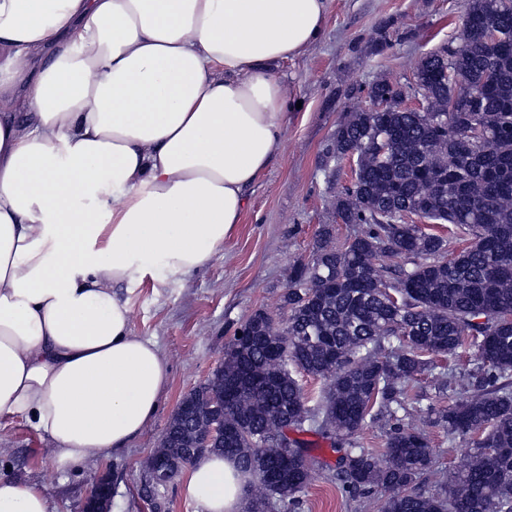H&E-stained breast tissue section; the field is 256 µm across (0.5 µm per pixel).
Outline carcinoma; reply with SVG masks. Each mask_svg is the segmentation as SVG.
<instances>
[{
	"mask_svg": "<svg viewBox=\"0 0 512 512\" xmlns=\"http://www.w3.org/2000/svg\"><path fill=\"white\" fill-rule=\"evenodd\" d=\"M491 28L499 38L488 39ZM418 75L426 111H356L326 148L336 160L356 155L358 181L336 195L335 210L368 229L338 245L322 226L283 295L287 325L275 329L266 312H254L213 373L210 389L233 390L224 412L231 441L209 453L233 457L253 476L245 512H270L275 498L299 506L296 494L312 478L311 443L274 440L307 427L339 453L342 491L379 489L386 512H512V0H467L459 42L427 57ZM403 91L381 80L367 96ZM474 125L483 137L470 141ZM408 211L448 225V236L407 223ZM466 334L479 362L438 421L450 435L476 439L447 489L425 495L415 485L434 449L405 421L409 392L433 369L426 356L457 355ZM294 368L326 381L315 405ZM378 407L389 411L383 464L350 441ZM207 421L203 412L190 424L171 418L166 431L185 435L184 445L165 449L174 466ZM284 453L294 465L266 483L263 473Z\"/></svg>",
	"mask_w": 512,
	"mask_h": 512,
	"instance_id": "1",
	"label": "carcinoma"
}]
</instances>
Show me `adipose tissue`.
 <instances>
[{"label":"adipose tissue","mask_w":512,"mask_h":512,"mask_svg":"<svg viewBox=\"0 0 512 512\" xmlns=\"http://www.w3.org/2000/svg\"><path fill=\"white\" fill-rule=\"evenodd\" d=\"M327 0H0V418L79 467L138 435L169 367L129 290L221 251L282 148L284 63ZM249 478L209 455L182 492L243 512ZM0 512H50L0 476Z\"/></svg>","instance_id":"obj_1"}]
</instances>
